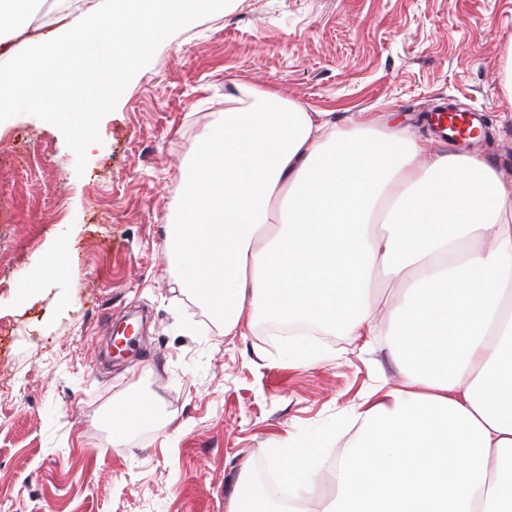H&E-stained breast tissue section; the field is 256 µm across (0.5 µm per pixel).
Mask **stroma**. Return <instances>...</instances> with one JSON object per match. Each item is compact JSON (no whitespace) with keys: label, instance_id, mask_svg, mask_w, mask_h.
Listing matches in <instances>:
<instances>
[{"label":"stroma","instance_id":"obj_1","mask_svg":"<svg viewBox=\"0 0 512 512\" xmlns=\"http://www.w3.org/2000/svg\"><path fill=\"white\" fill-rule=\"evenodd\" d=\"M512 0H221L171 26L110 107L80 85L0 125V512H235L257 449L351 416L401 373L377 342L334 335L288 362L256 324L228 336L167 256L182 174L213 113L245 84L314 112L413 125L473 112L477 155L512 178V100L501 63ZM132 312L124 359L98 353ZM152 419L114 433V403Z\"/></svg>","mask_w":512,"mask_h":512}]
</instances>
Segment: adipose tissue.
<instances>
[{"instance_id": "1", "label": "adipose tissue", "mask_w": 512, "mask_h": 512, "mask_svg": "<svg viewBox=\"0 0 512 512\" xmlns=\"http://www.w3.org/2000/svg\"><path fill=\"white\" fill-rule=\"evenodd\" d=\"M218 0H0V113L60 94L58 74L146 57L170 25ZM53 26L30 36L35 19ZM25 37L27 52L12 42ZM215 113L189 168L183 223L167 227L183 284L225 334L281 327L387 335L404 373L356 407L322 512H512V179L453 149L427 154L410 126L337 125L271 90ZM395 288L386 311L375 280ZM236 512H285L317 453L260 448Z\"/></svg>"}]
</instances>
